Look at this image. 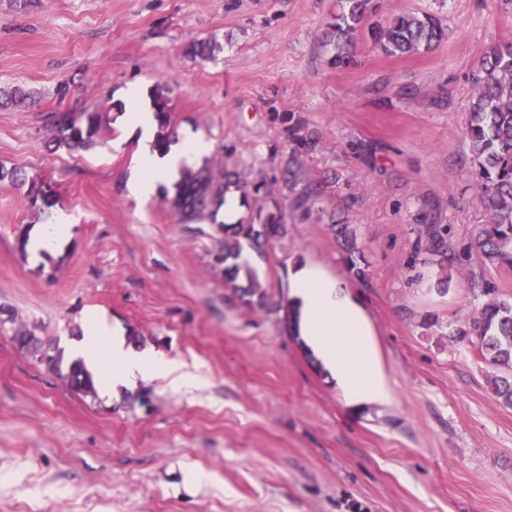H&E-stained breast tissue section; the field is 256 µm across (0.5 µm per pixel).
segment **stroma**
<instances>
[{
	"label": "stroma",
	"instance_id": "1",
	"mask_svg": "<svg viewBox=\"0 0 512 512\" xmlns=\"http://www.w3.org/2000/svg\"><path fill=\"white\" fill-rule=\"evenodd\" d=\"M337 0H0V86L31 93L0 108V167L51 183L71 227L54 254L31 257L19 228L48 223L26 189L0 181V512H512V408L498 369L451 333L484 301L512 298V269L479 251L440 263L420 240L445 224L455 249L487 215L465 136L473 65L512 40V0H377L333 64ZM430 12L438 46L389 56L373 33ZM208 39L211 59L189 48ZM167 88L173 141L211 151L203 164L274 181L288 127L319 138L302 156L326 184L309 216L276 188L286 236L244 248L268 294L245 304L224 283L214 222L184 224L170 186L139 208L125 182L139 158L120 117L129 84ZM96 111L110 122L89 149L51 151L45 118ZM353 225L367 278L349 270L329 228ZM342 277L377 332L393 397L344 401L285 311L301 260ZM130 343L183 362L200 383L159 378L112 399L83 396L16 335L63 350L89 310Z\"/></svg>",
	"mask_w": 512,
	"mask_h": 512
}]
</instances>
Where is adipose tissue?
<instances>
[{"label": "adipose tissue", "mask_w": 512, "mask_h": 512, "mask_svg": "<svg viewBox=\"0 0 512 512\" xmlns=\"http://www.w3.org/2000/svg\"><path fill=\"white\" fill-rule=\"evenodd\" d=\"M125 99L121 123L136 142L138 154L148 162L147 168L132 170L126 190L131 199L144 205L156 195L159 185L176 181L182 170L198 164L210 146L189 136L169 151L157 152L153 147V108L145 103L142 87L129 86ZM290 287L296 308L293 330L302 336L342 397L351 404L389 400L392 390L376 329L341 279L323 265L306 260L292 270ZM66 355L82 362L104 399L118 389H132L157 378L168 379L178 388L198 383L182 363L155 349L129 344L122 330L98 311L86 318L82 338L67 345Z\"/></svg>", "instance_id": "ef3b65f1"}]
</instances>
